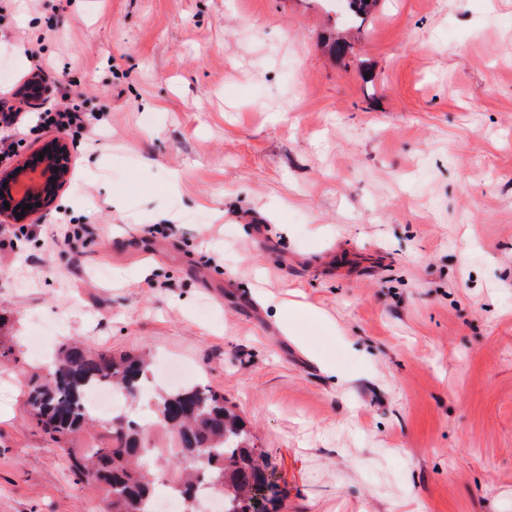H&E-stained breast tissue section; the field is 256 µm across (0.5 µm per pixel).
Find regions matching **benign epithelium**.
<instances>
[{"label": "benign epithelium", "mask_w": 512, "mask_h": 512, "mask_svg": "<svg viewBox=\"0 0 512 512\" xmlns=\"http://www.w3.org/2000/svg\"><path fill=\"white\" fill-rule=\"evenodd\" d=\"M43 160L40 166L29 169L30 162L23 161L9 170L0 171V222L9 224H32L37 222L53 203L63 185L67 168L68 150L59 139L50 141L42 150ZM27 179L23 198L15 200L12 196L14 183ZM34 197L40 206L29 210L22 206L29 204ZM10 208H5L4 202Z\"/></svg>", "instance_id": "1"}]
</instances>
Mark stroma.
Here are the masks:
<instances>
[{
  "mask_svg": "<svg viewBox=\"0 0 512 512\" xmlns=\"http://www.w3.org/2000/svg\"><path fill=\"white\" fill-rule=\"evenodd\" d=\"M341 28L332 0H0V99L32 48L57 85L22 111H108L41 221L0 223V512H106L25 417L69 341L223 392L277 512H512V0H379L339 57ZM292 301L334 332L283 334Z\"/></svg>",
  "mask_w": 512,
  "mask_h": 512,
  "instance_id": "35a3bbf8",
  "label": "stroma"
}]
</instances>
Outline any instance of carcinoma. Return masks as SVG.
<instances>
[{"mask_svg":"<svg viewBox=\"0 0 512 512\" xmlns=\"http://www.w3.org/2000/svg\"><path fill=\"white\" fill-rule=\"evenodd\" d=\"M351 23L365 20L377 0H350ZM149 373L146 354L93 352L74 342L62 346L42 376L31 381L26 416L48 438L65 445L85 428L99 424L87 406L88 390L108 384L128 397L144 387ZM154 418L170 433L166 486L198 512L200 488L224 487V512H269L278 483L265 452L255 447L240 415L224 404V394L195 383L159 390ZM106 440L97 448L67 449L68 468L78 482L102 485L108 512H145L143 503L155 489L154 460L162 457L144 441V426L127 415L102 423Z\"/></svg>","mask_w":512,"mask_h":512,"instance_id":"1","label":"carcinoma"}]
</instances>
